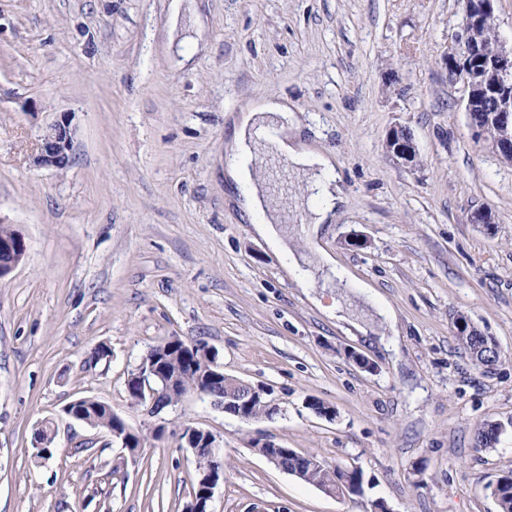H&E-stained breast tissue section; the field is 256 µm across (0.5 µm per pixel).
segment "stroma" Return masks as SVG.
I'll return each mask as SVG.
<instances>
[{"label":"stroma","instance_id":"obj_1","mask_svg":"<svg viewBox=\"0 0 512 512\" xmlns=\"http://www.w3.org/2000/svg\"><path fill=\"white\" fill-rule=\"evenodd\" d=\"M460 17L459 0H0V224L27 246L0 279V512H182L196 477L184 425L224 440L214 512H372L379 498L392 512H498L490 487L512 473V163L474 140L448 80ZM269 96L299 108L346 195L330 224L294 212L286 252L224 179L233 116ZM63 112L69 165L34 166ZM395 126L413 133L416 165L386 155ZM479 209L492 226L472 223ZM293 255L311 281L289 271ZM461 313L496 341L494 368L459 343ZM174 336L269 387L277 413L243 422L188 393L145 418L127 376ZM79 397L164 436L111 475L119 444L62 416ZM487 422L501 431L480 448ZM265 440L360 469L364 495L276 469L254 449Z\"/></svg>","mask_w":512,"mask_h":512}]
</instances>
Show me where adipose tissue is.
Returning <instances> with one entry per match:
<instances>
[{
  "mask_svg": "<svg viewBox=\"0 0 512 512\" xmlns=\"http://www.w3.org/2000/svg\"><path fill=\"white\" fill-rule=\"evenodd\" d=\"M278 128L276 142L279 155L288 161V170L296 181L318 186L322 201L313 208V224H329L345 202V192L338 182L323 183L322 172L333 169L334 158L315 144L303 138L304 121L287 99L268 97L250 102L234 117L227 145L230 154L241 157L238 165H226L224 177L228 183L242 188L236 203L246 217L260 215L255 229L262 237L271 239L280 249H287L288 239L282 229L284 213L288 208H302L305 198L294 196L292 204H285L273 195L267 172L264 133Z\"/></svg>",
  "mask_w": 512,
  "mask_h": 512,
  "instance_id": "obj_1",
  "label": "adipose tissue"
}]
</instances>
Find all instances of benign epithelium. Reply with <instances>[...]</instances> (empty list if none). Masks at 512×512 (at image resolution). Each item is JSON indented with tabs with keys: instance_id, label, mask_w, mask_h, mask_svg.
Here are the masks:
<instances>
[{
	"instance_id": "obj_1",
	"label": "benign epithelium",
	"mask_w": 512,
	"mask_h": 512,
	"mask_svg": "<svg viewBox=\"0 0 512 512\" xmlns=\"http://www.w3.org/2000/svg\"><path fill=\"white\" fill-rule=\"evenodd\" d=\"M493 0H465L459 30L448 42L446 61L448 64L449 81L461 87L462 102L465 112L471 113L477 102L488 103L489 111L496 119L497 133L494 140H487L485 127L477 122L469 121L476 138L487 142V145L497 156H512V45L498 41L495 48L484 53L481 50L483 42L482 17L490 11ZM74 130L71 126L70 114L64 112L48 127L42 135L33 164L39 168L61 170L70 162ZM385 152L402 164L416 162L419 149L411 131L403 126L392 128L385 141ZM26 252V243L20 233L11 238L0 239V278L11 273L22 261ZM191 351L207 356L211 366L218 376L223 375L224 366L218 362V355L209 346L197 343L187 344ZM141 380L140 389L148 390V396L142 400V412L148 417L158 416L159 406L157 395L149 390L146 377L141 375L142 366H137ZM270 391L263 385L245 386V389L234 395L240 399V420H253L247 414L245 407L254 396L263 397L269 410H278L277 404L269 398ZM205 440L198 443L194 438L186 437L187 447L191 449L202 446L207 449L211 464L204 478V499L198 502L195 512H211V503L215 491L224 482V443L220 438L208 431L204 432ZM263 448L261 455L277 469L288 472L289 448H283L273 441L259 444Z\"/></svg>"
}]
</instances>
